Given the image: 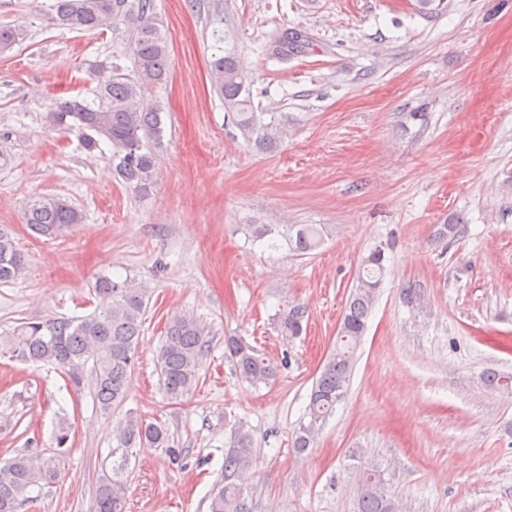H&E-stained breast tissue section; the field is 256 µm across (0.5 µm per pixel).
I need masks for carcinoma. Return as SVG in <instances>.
<instances>
[{
    "label": "carcinoma",
    "mask_w": 512,
    "mask_h": 512,
    "mask_svg": "<svg viewBox=\"0 0 512 512\" xmlns=\"http://www.w3.org/2000/svg\"><path fill=\"white\" fill-rule=\"evenodd\" d=\"M153 9V0H55L50 17L52 25L68 29L96 31L121 22L130 30L133 74L102 65L95 68L97 102L60 100L49 117L57 131L77 134L90 154L101 144H108L117 176L143 196L157 182L154 148L164 133L163 105L149 99L147 92L168 78L170 56L167 39L154 21ZM25 38L24 28L1 26L0 55ZM209 70L213 89L242 135L260 148L274 147L282 134L281 122L273 119L264 124L254 112L235 55H212ZM25 223L35 234L55 238L84 223V215L58 197L39 196L28 202ZM247 228L257 240L276 233L300 254L314 251L323 242V228L315 224H291L283 230L269 224H249ZM360 267L334 350L312 386L306 419L294 431L293 448L299 454L313 447L323 425L348 391L355 354L386 274L385 248L372 250ZM26 271L25 256L14 238L0 229V284L15 281ZM94 291L98 306L91 315L80 320L23 322L0 335V354L25 363L58 365L75 387L83 384L85 373H90L97 404L108 413L126 398L149 295L147 288L134 279L106 276L96 280ZM305 317L306 308L300 304L279 311L277 326L281 336L287 340L300 337ZM210 342V328L199 318L190 314L170 318L157 356L163 389L170 398L177 400L196 387L199 361ZM224 345L241 378L255 386L266 385L275 378L276 367L243 339L230 336ZM115 440L111 468L103 473L96 488L95 512H126L130 448L138 443L150 448L170 447V435L164 425L145 423L133 415L116 431ZM353 457L358 461L357 512H402L401 504L386 487L381 465L358 452ZM255 466L252 434L241 427L224 454V485L213 492L210 512H253L243 480ZM63 469L60 455L34 459L18 454L5 461L0 465V512H19L30 494L56 483Z\"/></svg>",
    "instance_id": "1"
}]
</instances>
